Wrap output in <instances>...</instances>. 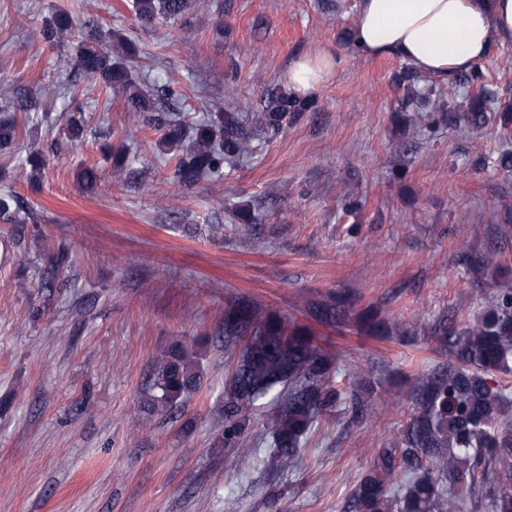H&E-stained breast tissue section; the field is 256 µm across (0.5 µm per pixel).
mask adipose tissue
Segmentation results:
<instances>
[{
	"mask_svg": "<svg viewBox=\"0 0 512 512\" xmlns=\"http://www.w3.org/2000/svg\"><path fill=\"white\" fill-rule=\"evenodd\" d=\"M352 37L368 57L397 56L421 73L445 77L512 41V0H358ZM332 66L327 54L295 62L289 89L314 91Z\"/></svg>",
	"mask_w": 512,
	"mask_h": 512,
	"instance_id": "1",
	"label": "adipose tissue"
}]
</instances>
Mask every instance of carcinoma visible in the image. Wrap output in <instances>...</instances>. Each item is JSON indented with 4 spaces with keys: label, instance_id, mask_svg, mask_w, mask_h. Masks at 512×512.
Returning <instances> with one entry per match:
<instances>
[{
    "label": "carcinoma",
    "instance_id": "1",
    "mask_svg": "<svg viewBox=\"0 0 512 512\" xmlns=\"http://www.w3.org/2000/svg\"><path fill=\"white\" fill-rule=\"evenodd\" d=\"M192 0H133L135 16L145 22L183 18ZM76 26L68 11L53 13L42 36L53 41ZM80 74L103 82L125 95L135 126L160 132L157 150L174 155L173 173L179 184L203 176H219L224 166L249 157L258 132H277L314 109V102L280 85L266 90L253 115L229 105L202 121L178 114L170 87H151L135 72L137 48L120 31L112 32V51L95 40L75 46ZM406 90L407 104L423 123L434 114L456 111L417 70L406 67L396 77ZM468 89L467 115L478 124L494 92L478 67L455 75ZM16 122L0 117V150L10 148ZM351 304L341 295L315 301L310 316L325 325L349 320ZM357 331L387 336L397 324L379 311L359 312ZM448 346V361L437 365L406 394L409 420L377 460L354 485L349 512H459L464 502L483 497L488 512H512V394L500 384V374L512 375V289L498 292L484 313L440 329ZM224 356L232 363L225 388L224 424L216 436L219 448H240L256 408L265 409L266 432L276 466L297 464L308 434L323 416L331 415L342 394L332 355L316 343L306 325H285L276 314L260 315L248 299L224 309ZM201 382L198 365L184 349L159 360L152 374L155 394L143 405L146 413L173 410ZM494 465L497 485L480 495L478 469Z\"/></svg>",
    "mask_w": 512,
    "mask_h": 512
}]
</instances>
